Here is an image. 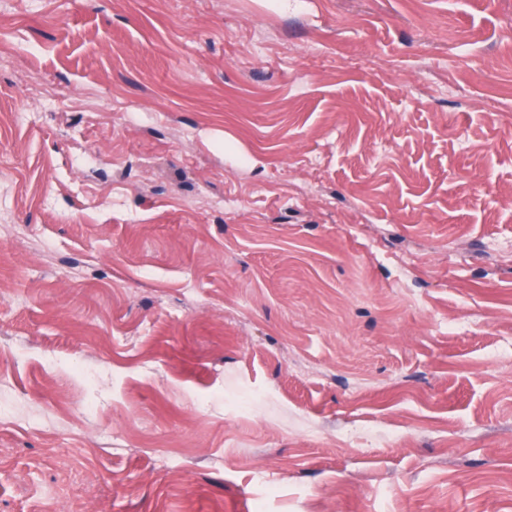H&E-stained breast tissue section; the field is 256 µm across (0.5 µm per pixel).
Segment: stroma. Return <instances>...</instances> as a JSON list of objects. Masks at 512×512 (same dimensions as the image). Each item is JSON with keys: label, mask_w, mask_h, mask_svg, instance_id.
Masks as SVG:
<instances>
[{"label": "stroma", "mask_w": 512, "mask_h": 512, "mask_svg": "<svg viewBox=\"0 0 512 512\" xmlns=\"http://www.w3.org/2000/svg\"><path fill=\"white\" fill-rule=\"evenodd\" d=\"M0 31V512H512V0Z\"/></svg>", "instance_id": "obj_1"}]
</instances>
